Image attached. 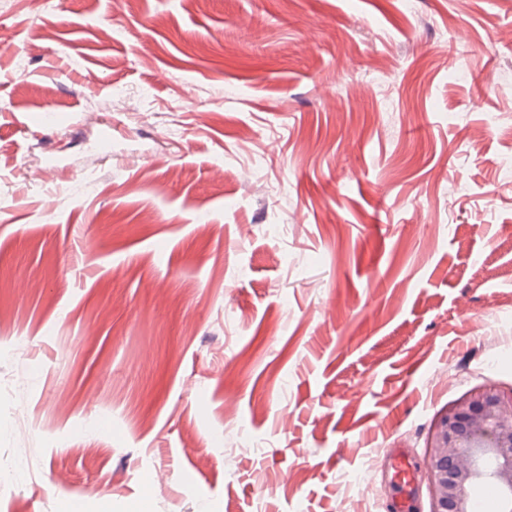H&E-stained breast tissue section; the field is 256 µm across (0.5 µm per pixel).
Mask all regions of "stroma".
I'll return each instance as SVG.
<instances>
[{
  "label": "stroma",
  "mask_w": 512,
  "mask_h": 512,
  "mask_svg": "<svg viewBox=\"0 0 512 512\" xmlns=\"http://www.w3.org/2000/svg\"><path fill=\"white\" fill-rule=\"evenodd\" d=\"M55 4L0 0V512H393L388 448L430 512L512 394V0ZM431 512H474L472 490L494 485L512 511V396L492 385L438 416L425 457Z\"/></svg>",
  "instance_id": "obj_1"
}]
</instances>
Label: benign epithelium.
Returning a JSON list of instances; mask_svg holds the SVG:
<instances>
[{"label": "benign epithelium", "mask_w": 512, "mask_h": 512, "mask_svg": "<svg viewBox=\"0 0 512 512\" xmlns=\"http://www.w3.org/2000/svg\"><path fill=\"white\" fill-rule=\"evenodd\" d=\"M425 469L431 512H474L472 490L483 483L512 512V396L488 385L441 412Z\"/></svg>", "instance_id": "benign-epithelium-1"}]
</instances>
